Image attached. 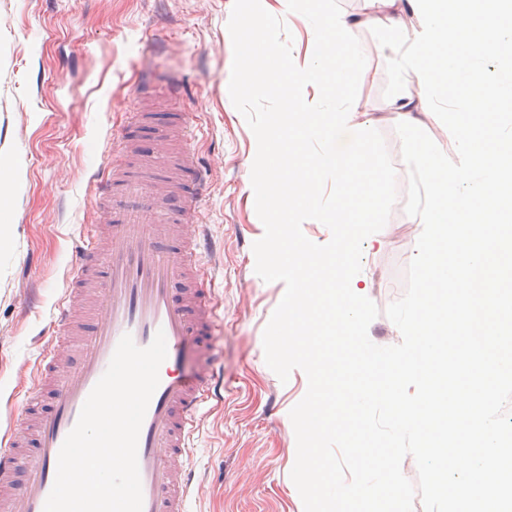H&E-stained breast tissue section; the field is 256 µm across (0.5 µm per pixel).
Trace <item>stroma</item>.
Wrapping results in <instances>:
<instances>
[{
  "label": "stroma",
  "mask_w": 512,
  "mask_h": 512,
  "mask_svg": "<svg viewBox=\"0 0 512 512\" xmlns=\"http://www.w3.org/2000/svg\"><path fill=\"white\" fill-rule=\"evenodd\" d=\"M234 0H0V393L22 396L31 367L53 343L50 306L65 285L73 243L89 222L94 172L111 154L142 72L170 75L190 94L183 110L199 128L207 169L202 217L222 245L214 254L224 307L215 358L224 369V407L206 413L195 440L196 512H304L290 477L296 439L289 412L305 395L306 374L280 381L267 366L264 329L283 282L255 272L254 242L265 229L255 211L251 169L257 142L229 95ZM382 32L358 39L370 73L347 86L370 128L384 137L398 199L387 245L364 248L366 297L378 307L368 335L379 346L401 333L385 310L406 288L426 185L410 141L385 102L393 78L379 63ZM23 103L20 112L13 103Z\"/></svg>",
  "instance_id": "obj_1"
}]
</instances>
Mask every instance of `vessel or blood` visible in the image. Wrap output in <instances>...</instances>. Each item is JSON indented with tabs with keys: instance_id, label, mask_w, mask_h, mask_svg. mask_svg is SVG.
<instances>
[{
	"instance_id": "vessel-or-blood-1",
	"label": "vessel or blood",
	"mask_w": 512,
	"mask_h": 512,
	"mask_svg": "<svg viewBox=\"0 0 512 512\" xmlns=\"http://www.w3.org/2000/svg\"><path fill=\"white\" fill-rule=\"evenodd\" d=\"M185 87L142 85L130 125H152L157 99L178 102ZM147 143L112 140L109 161L86 199L91 217L52 307L57 339L42 350L21 418L0 424V512H43L60 448L123 335L148 346L164 332L167 358L138 439L143 512H190L199 486L191 463L199 422L224 405V375L208 359L223 314L211 272L214 244L201 218L206 182L186 119ZM50 385L49 404L39 394ZM34 442V454L24 453Z\"/></svg>"
}]
</instances>
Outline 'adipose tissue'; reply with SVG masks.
I'll return each mask as SVG.
<instances>
[{"label": "adipose tissue", "instance_id": "adipose-tissue-1", "mask_svg": "<svg viewBox=\"0 0 512 512\" xmlns=\"http://www.w3.org/2000/svg\"><path fill=\"white\" fill-rule=\"evenodd\" d=\"M288 23L306 19L307 54L294 64L300 94L286 96L293 124L302 140H314L320 150L314 164L344 178V156L325 135L326 127L352 130L357 149L369 139L359 108L350 98L320 92V75L328 45L344 46L347 55L336 64V81L365 80L369 67L357 40L365 27H383L389 36L377 54L399 80L414 83L416 93L395 91L387 102L405 130H413L420 115L452 130L450 145L419 144L414 150L428 195L416 220L429 235L418 259L431 282L457 284L453 311L470 334L499 322L512 312L490 292L498 271V256L512 254V238L496 249L483 241L488 224L499 208L512 209V197L497 194L506 174L512 173V133H487L462 123L463 114L488 115L496 98L512 97V78L495 76L486 65L487 49L512 48V0H363L359 15L337 13L323 24L306 8L307 0H279ZM392 202L367 200L353 203L356 222L344 234L338 250L354 254L360 243L382 246L387 242L381 214ZM438 346L427 341L417 353L393 361L391 370L403 382L428 389L431 374L425 364ZM471 365L460 377L444 382L442 404L448 411V429L464 428V438L449 443L445 459L457 461L448 482V512H482L489 498H497L498 512H512V470L504 464L503 438L485 404H461L463 394L493 388L512 380V357L489 354L481 347L470 353Z\"/></svg>", "mask_w": 512, "mask_h": 512}]
</instances>
